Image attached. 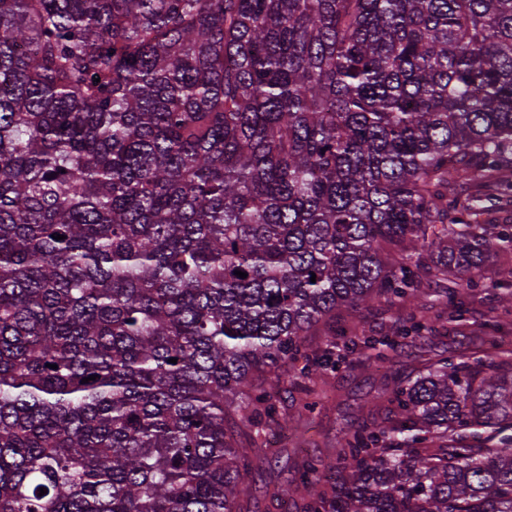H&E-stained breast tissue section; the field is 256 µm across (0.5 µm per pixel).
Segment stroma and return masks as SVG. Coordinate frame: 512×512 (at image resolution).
I'll return each mask as SVG.
<instances>
[{
    "mask_svg": "<svg viewBox=\"0 0 512 512\" xmlns=\"http://www.w3.org/2000/svg\"><path fill=\"white\" fill-rule=\"evenodd\" d=\"M506 264L512 266V257L491 256L481 274L465 283L461 293L466 310L465 325L439 332L421 344L405 348L392 371L371 369L361 372L342 368L323 372L320 381L329 388L334 399L315 412L309 453L317 457L327 455L339 440L341 428L361 419L365 405L370 404L377 390L390 383L392 375L409 374L421 365L423 359L431 356L457 359L477 351L478 343L471 333V321L495 319L494 335L512 337V277L501 273L502 266ZM408 312V306L381 301L368 308L346 312L345 317L364 323L368 335L390 336L406 319ZM273 454L275 462L272 468L253 477L256 492L246 504L248 512H295L292 503L272 500L264 496L263 489L292 478L299 452L294 441L289 440L275 444Z\"/></svg>",
    "mask_w": 512,
    "mask_h": 512,
    "instance_id": "stroma-1",
    "label": "stroma"
}]
</instances>
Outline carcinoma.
<instances>
[{
  "label": "carcinoma",
  "mask_w": 512,
  "mask_h": 512,
  "mask_svg": "<svg viewBox=\"0 0 512 512\" xmlns=\"http://www.w3.org/2000/svg\"><path fill=\"white\" fill-rule=\"evenodd\" d=\"M510 167L512 0H0V512H243L257 420L464 320ZM376 298L410 317L336 352ZM483 343L272 495L512 512V350Z\"/></svg>",
  "instance_id": "obj_1"
}]
</instances>
